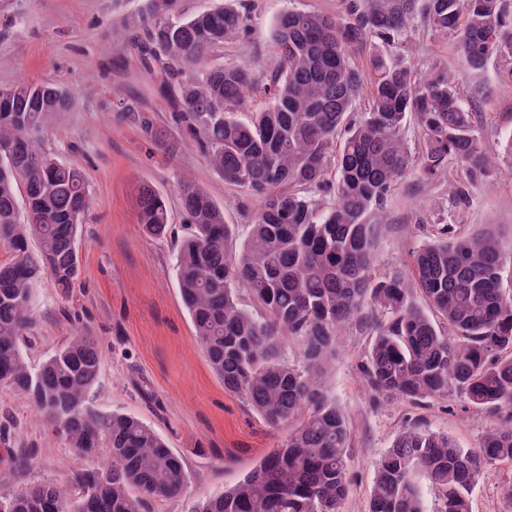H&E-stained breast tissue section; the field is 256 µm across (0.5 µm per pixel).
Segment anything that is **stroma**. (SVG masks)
I'll return each instance as SVG.
<instances>
[{
    "label": "stroma",
    "mask_w": 512,
    "mask_h": 512,
    "mask_svg": "<svg viewBox=\"0 0 512 512\" xmlns=\"http://www.w3.org/2000/svg\"><path fill=\"white\" fill-rule=\"evenodd\" d=\"M233 2L250 15V29L225 45L224 59L256 63L267 72L281 65L271 38L280 14L295 8L333 15L341 8V0ZM146 4L0 0V87L48 81L67 93V111L54 114L40 138L45 149L84 174L90 199L78 241L80 278L66 294L52 279L38 284L23 350L36 368L75 333L94 336L103 364L87 406L103 416L139 418L187 464V494L147 499L145 512H191L197 500L221 495L243 478L286 432L269 428L211 368L173 269L180 234L152 238L137 222L138 188L147 184L166 200L171 224H186L176 192L180 176L191 177L223 206L228 223H248L260 206L259 198L225 182L172 124L175 98L161 97L129 45L126 21ZM410 47L421 70L458 64L451 39L425 23H417ZM458 90L477 114L483 151L500 168L511 165L505 145L512 136V76L492 60L483 71L465 74ZM123 105L148 113L166 131V145L121 118ZM467 188L468 203L452 209L447 180L402 181L385 205L376 275L409 274L410 251L429 240L440 221L464 234H493L512 247V181L492 172ZM369 341V330L351 323L337 339L328 376L350 430L342 512H368L374 464L406 424L447 433L472 449L492 423L457 395L375 402L359 371ZM13 453L29 457L30 466L0 484L4 498L30 484H69L87 466L27 396L0 385V468H7ZM511 489L512 462L487 465L470 493L471 512H512Z\"/></svg>",
    "instance_id": "obj_1"
}]
</instances>
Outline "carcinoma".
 <instances>
[{"mask_svg":"<svg viewBox=\"0 0 512 512\" xmlns=\"http://www.w3.org/2000/svg\"><path fill=\"white\" fill-rule=\"evenodd\" d=\"M508 2L343 0L335 16L288 10L273 29L282 67L267 73L218 55L247 32L248 17L231 7L187 14L180 0H148L131 20V45L160 93L178 85L172 122L224 181L261 200L241 238L204 188L177 184L189 233L175 268L195 335L224 388L287 431L242 481L193 512H340L349 427L325 375L340 330L354 321L372 332L359 370L375 399L455 394L497 418L473 449L406 426L375 463L368 512H470L482 468L512 461V295L502 288L512 250L444 224L412 250L409 278L376 275L373 256L385 202L402 180L445 177L450 163L472 177L496 170L457 92L459 73H414L416 19L453 38L462 71L479 72L493 57L512 63ZM369 44L386 51L370 53L362 71L352 55ZM364 95L366 112L349 118ZM245 104L257 106L248 123L234 117ZM68 106L52 83L0 88V244L10 253L0 262V384L26 395L79 457L104 455L107 465L78 473L74 490L41 484L9 499L14 512H144L148 497L186 494L184 461L137 418L85 405L102 362L94 338L71 337L36 369L21 347L37 283L49 276L66 292L80 275L86 180L35 136ZM410 114L424 135L415 153L405 139ZM138 223L149 236L169 230L166 201L149 185L139 189ZM416 291L431 312L417 306ZM421 474L438 490L432 510Z\"/></svg>","mask_w":512,"mask_h":512,"instance_id":"carcinoma-1","label":"carcinoma"}]
</instances>
